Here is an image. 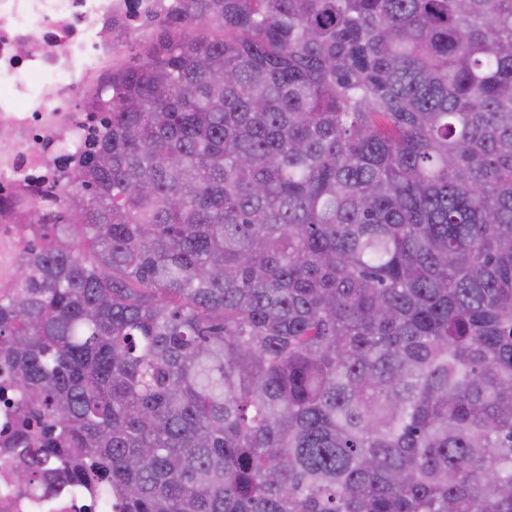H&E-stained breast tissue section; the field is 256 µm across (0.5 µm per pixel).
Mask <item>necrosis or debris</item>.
<instances>
[{
	"label": "necrosis or debris",
	"instance_id": "1",
	"mask_svg": "<svg viewBox=\"0 0 512 512\" xmlns=\"http://www.w3.org/2000/svg\"><path fill=\"white\" fill-rule=\"evenodd\" d=\"M168 0H0V295L42 227L32 210L61 206L63 155L104 132L94 90L112 72L117 41L140 32ZM0 454V512H77L71 494L19 491Z\"/></svg>",
	"mask_w": 512,
	"mask_h": 512
}]
</instances>
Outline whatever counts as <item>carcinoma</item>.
I'll return each instance as SVG.
<instances>
[{
  "instance_id": "cac0c4a2",
  "label": "carcinoma",
  "mask_w": 512,
  "mask_h": 512,
  "mask_svg": "<svg viewBox=\"0 0 512 512\" xmlns=\"http://www.w3.org/2000/svg\"><path fill=\"white\" fill-rule=\"evenodd\" d=\"M0 295L11 475L120 512H512V0H171ZM0 447L17 424L16 396L9 370L0 363Z\"/></svg>"
}]
</instances>
